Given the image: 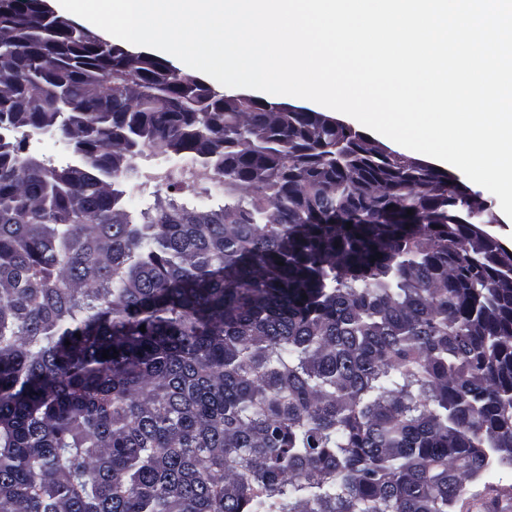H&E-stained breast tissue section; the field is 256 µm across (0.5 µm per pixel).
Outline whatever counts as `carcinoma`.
<instances>
[{"mask_svg": "<svg viewBox=\"0 0 512 512\" xmlns=\"http://www.w3.org/2000/svg\"><path fill=\"white\" fill-rule=\"evenodd\" d=\"M2 30L0 512H453L512 468V249L480 193L42 0ZM145 144L224 206L132 221ZM45 4H49L58 14H60L58 12V10L56 9L55 7V1L54 0H47L44 1ZM47 4V5H48ZM60 15H63L65 16L66 18L68 19H71L91 30H93L94 32H96L97 34H99L102 38H104L105 40L111 42L112 44H118L130 51H133V52H140V51H146V52H149V53H152V54H155L157 56H160V57H163L165 59H167L168 61H170L174 66L178 67L179 69H181L182 71L186 72V73H189L186 65L184 63H182L179 59H174V58H170L166 55H164L161 51L159 50H156V49H153V48H149V47H144V46H137V45H132V44H129L127 43L126 41H123L121 39H118L112 35H110L109 33L105 32L104 30L98 28L97 26L85 21L84 19H82L81 17L79 16H75V15H67V14H60ZM32 149L39 159L54 164L64 161L69 153L67 141L58 136L47 137L38 146H33Z\"/></svg>", "mask_w": 512, "mask_h": 512, "instance_id": "1", "label": "carcinoma"}]
</instances>
